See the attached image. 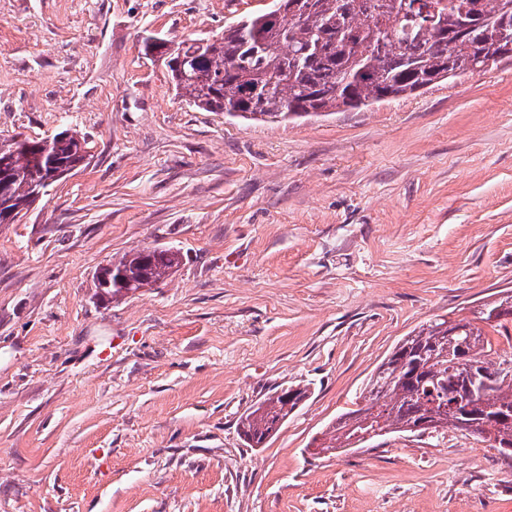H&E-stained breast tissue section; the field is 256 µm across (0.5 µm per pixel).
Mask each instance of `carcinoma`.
<instances>
[{
  "label": "carcinoma",
  "mask_w": 512,
  "mask_h": 512,
  "mask_svg": "<svg viewBox=\"0 0 512 512\" xmlns=\"http://www.w3.org/2000/svg\"><path fill=\"white\" fill-rule=\"evenodd\" d=\"M285 15L248 16L213 40H144L166 57L176 91L210 112L245 120L328 116L411 96L512 59V0H284ZM88 156L75 129L49 139L0 143V224L40 200L41 181ZM178 253L131 250L110 262L97 293L116 298L165 280ZM512 292L471 319L431 321L406 337L368 381L365 404L341 414L323 447L357 448L390 433L452 429L512 458V377L485 340L484 326L509 331ZM308 397L305 387L273 393L240 421L256 448Z\"/></svg>",
  "instance_id": "carcinoma-1"
}]
</instances>
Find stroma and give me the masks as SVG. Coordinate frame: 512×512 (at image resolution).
I'll list each match as a JSON object with an SVG mask.
<instances>
[{"label": "stroma", "mask_w": 512, "mask_h": 512, "mask_svg": "<svg viewBox=\"0 0 512 512\" xmlns=\"http://www.w3.org/2000/svg\"><path fill=\"white\" fill-rule=\"evenodd\" d=\"M267 0H0V140L87 165L0 224V512H512V459L452 430L318 448L429 321L512 291V61L353 112L196 108L145 38ZM170 249L107 301L102 265ZM308 399L264 447L241 416ZM180 263V256L166 249H155L152 254L131 250L112 259L107 269V279L96 275L95 288L100 296L116 298L123 292L152 287L165 280ZM121 275L120 283L117 277Z\"/></svg>", "instance_id": "35a3bbf8"}]
</instances>
